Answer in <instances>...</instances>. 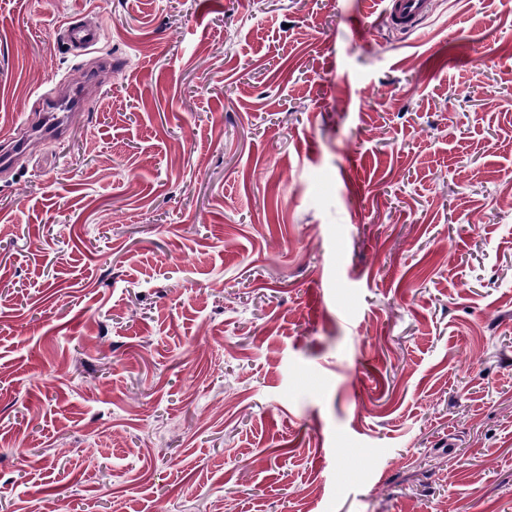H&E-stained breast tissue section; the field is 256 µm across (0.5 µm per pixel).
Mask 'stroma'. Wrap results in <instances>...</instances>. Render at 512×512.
Here are the masks:
<instances>
[{"label": "stroma", "mask_w": 512, "mask_h": 512, "mask_svg": "<svg viewBox=\"0 0 512 512\" xmlns=\"http://www.w3.org/2000/svg\"><path fill=\"white\" fill-rule=\"evenodd\" d=\"M369 7L0 0V512H512V0ZM429 0H381L380 15L386 26L398 33L416 31L429 14ZM61 29V33H65L73 48L85 51L91 50L101 35L99 28L85 27L72 22L62 23ZM62 114V115H58ZM29 128H33L36 131H41V134L45 135L50 139H59L62 138L67 132V124L65 121V113H56L54 115V120L47 123V120L41 118L38 122L29 123ZM2 148H1V166H10L15 156L21 153L24 147V142L20 139V132L18 129H10L3 132Z\"/></svg>", "instance_id": "35a3bbf8"}]
</instances>
